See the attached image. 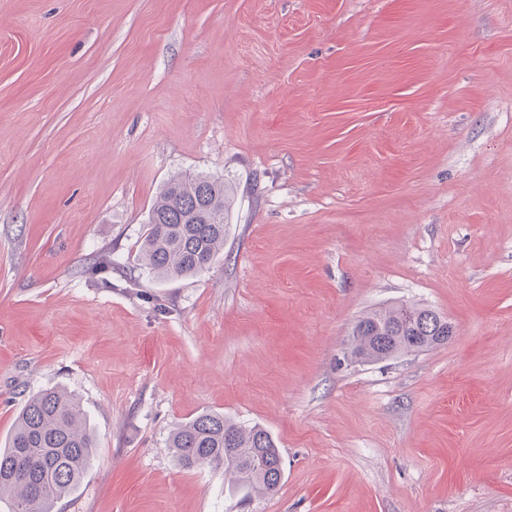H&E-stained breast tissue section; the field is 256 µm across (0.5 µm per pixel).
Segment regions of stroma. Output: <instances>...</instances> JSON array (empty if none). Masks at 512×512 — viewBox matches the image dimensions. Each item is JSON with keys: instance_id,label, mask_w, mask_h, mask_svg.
<instances>
[{"instance_id": "1", "label": "stroma", "mask_w": 512, "mask_h": 512, "mask_svg": "<svg viewBox=\"0 0 512 512\" xmlns=\"http://www.w3.org/2000/svg\"><path fill=\"white\" fill-rule=\"evenodd\" d=\"M179 172L235 200L160 279ZM398 304L452 338L344 361ZM53 387L98 439L55 512H512V0H0V446ZM204 412L274 494L175 462ZM231 188L207 174H177L153 201L138 256L161 278L193 276L224 251ZM169 448L186 469L224 466L233 485L248 492L273 494L282 479L280 453L271 434L257 425L235 423L222 413H202L176 424Z\"/></svg>"}]
</instances>
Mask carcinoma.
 I'll return each instance as SVG.
<instances>
[{
    "label": "carcinoma",
    "mask_w": 512,
    "mask_h": 512,
    "mask_svg": "<svg viewBox=\"0 0 512 512\" xmlns=\"http://www.w3.org/2000/svg\"><path fill=\"white\" fill-rule=\"evenodd\" d=\"M231 188L207 174H177L153 201L138 256L161 278L193 276L224 251V224ZM448 319L422 306L398 305L365 314L351 333L349 356L380 362L404 352L448 342ZM97 439L78 399L61 390L32 395L7 444L0 448V502L8 512H53L94 461ZM177 463L194 469L224 467L233 485L272 494L282 479L281 458L271 434L235 423L218 412L177 424L169 439Z\"/></svg>",
    "instance_id": "cac0c4a2"
}]
</instances>
